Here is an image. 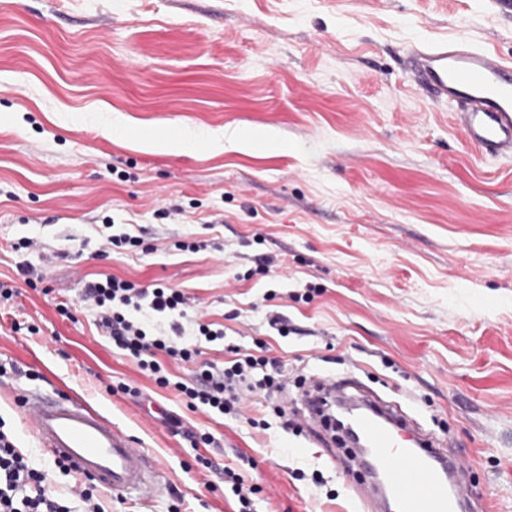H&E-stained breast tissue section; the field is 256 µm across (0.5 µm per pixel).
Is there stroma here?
Returning <instances> with one entry per match:
<instances>
[{
	"label": "stroma",
	"instance_id": "35a3bbf8",
	"mask_svg": "<svg viewBox=\"0 0 512 512\" xmlns=\"http://www.w3.org/2000/svg\"><path fill=\"white\" fill-rule=\"evenodd\" d=\"M460 34L512 59V0H0V281L19 291L0 303V427L58 497L77 477L38 445L29 392L88 401L154 455L164 493L98 487L104 512H240L228 468L251 512H355L369 476L327 422H302L296 382L349 377L447 438L484 512H512V161L481 156L406 66ZM186 127L205 135L193 149L141 145ZM234 129L265 140L210 143ZM112 222L141 250L102 252ZM263 256L269 275L249 276ZM95 273L179 289L224 327L204 359L265 345L284 393L187 409L96 329ZM122 382L140 397L108 393Z\"/></svg>",
	"mask_w": 512,
	"mask_h": 512
}]
</instances>
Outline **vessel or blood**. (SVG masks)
Segmentation results:
<instances>
[{"instance_id": "vessel-or-blood-1", "label": "vessel or blood", "mask_w": 512, "mask_h": 512, "mask_svg": "<svg viewBox=\"0 0 512 512\" xmlns=\"http://www.w3.org/2000/svg\"><path fill=\"white\" fill-rule=\"evenodd\" d=\"M407 64L423 90L452 108L456 125L482 156L512 159V62L461 36L410 48ZM349 386L344 379L318 382L305 397L309 413H322L324 398L342 396ZM22 404L40 447L76 474L119 498L162 490L152 457L102 412L42 394ZM352 425L367 443L361 464L373 478L370 486L354 487L357 505L367 512H470L461 480L465 463L442 444L415 436L403 418L374 400Z\"/></svg>"}]
</instances>
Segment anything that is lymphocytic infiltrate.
<instances>
[{"label": "lymphocytic infiltrate", "mask_w": 512, "mask_h": 512, "mask_svg": "<svg viewBox=\"0 0 512 512\" xmlns=\"http://www.w3.org/2000/svg\"><path fill=\"white\" fill-rule=\"evenodd\" d=\"M84 299L97 313V326L113 345L135 360L139 369L161 388H174L190 408L222 415L237 412L246 393L281 392L288 379L281 371H268L267 357L238 354L230 365L202 360L198 348L177 343L183 335L186 313L182 292L164 284L145 287L102 273L86 282ZM170 319V334L148 324L150 318ZM193 364L188 380H172L163 358ZM0 512H71L55 496L45 471L32 467L8 433L0 430Z\"/></svg>", "instance_id": "f902f5d3"}]
</instances>
